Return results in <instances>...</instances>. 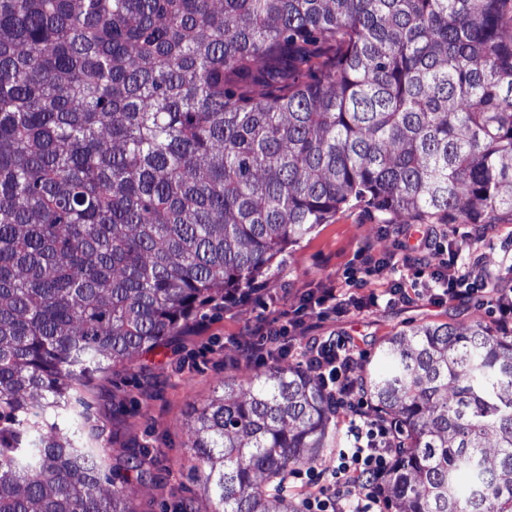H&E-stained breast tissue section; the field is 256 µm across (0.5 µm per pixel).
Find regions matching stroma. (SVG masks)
<instances>
[{
	"label": "stroma",
	"mask_w": 512,
	"mask_h": 512,
	"mask_svg": "<svg viewBox=\"0 0 512 512\" xmlns=\"http://www.w3.org/2000/svg\"><path fill=\"white\" fill-rule=\"evenodd\" d=\"M495 226L496 234L478 244L482 265L494 287L512 288V270L504 263L512 253V218L501 217ZM413 243L404 219L364 203L346 208L292 247L247 296L204 308L165 345L96 379L84 401L106 449L104 470L126 490L137 512H207L208 499L195 479L201 463L189 446L188 429L196 409L225 378L245 381L256 372L231 337L283 307L300 306L305 292L322 280H342L364 253L382 262L370 288L387 287L394 277L392 263L410 257ZM478 321L496 325L490 301L434 305L418 300L328 320L312 318L308 333L352 337L360 351L355 370L363 375L378 363L384 340L397 331L425 323L465 329Z\"/></svg>",
	"instance_id": "obj_1"
}]
</instances>
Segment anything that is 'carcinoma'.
I'll list each match as a JSON object with an SVG mask.
<instances>
[{
    "label": "carcinoma",
    "mask_w": 512,
    "mask_h": 512,
    "mask_svg": "<svg viewBox=\"0 0 512 512\" xmlns=\"http://www.w3.org/2000/svg\"><path fill=\"white\" fill-rule=\"evenodd\" d=\"M359 202L512 216V0H0V512H136L61 412ZM381 358L397 512H512V339ZM332 418L306 370L224 381L189 430L211 512H294Z\"/></svg>",
    "instance_id": "1"
}]
</instances>
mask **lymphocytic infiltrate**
<instances>
[{
	"mask_svg": "<svg viewBox=\"0 0 512 512\" xmlns=\"http://www.w3.org/2000/svg\"><path fill=\"white\" fill-rule=\"evenodd\" d=\"M417 246L408 269L423 278V288H407V280L401 276L383 291L358 296L328 283L309 292L301 306L283 311L234 339L241 353L259 365L287 354L297 356L330 397L336 414L344 419L345 441L333 451L335 467L331 473L294 470L276 486V494L284 496L292 481L317 485V493L297 503V512H388L390 475L404 446L397 422L370 413L371 396L363 378L353 370L359 354L353 338L332 334L303 343L297 340L296 333L304 326L307 314L324 319L381 303L395 305L416 298L434 304L465 302L488 294L500 325L512 326V289L491 288L473 241H442L440 231L430 225L422 230Z\"/></svg>",
	"mask_w": 512,
	"mask_h": 512,
	"instance_id": "lymphocytic-infiltrate-1",
	"label": "lymphocytic infiltrate"
}]
</instances>
